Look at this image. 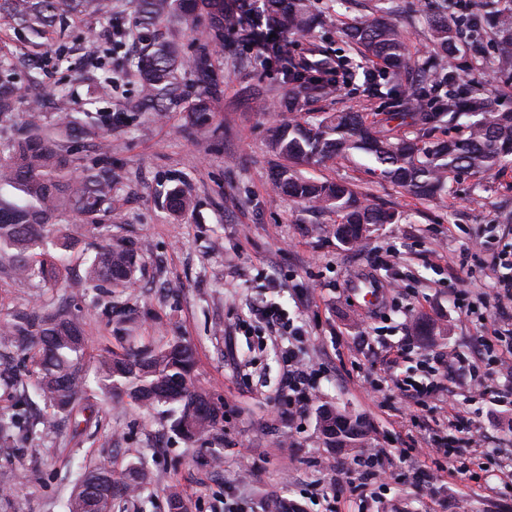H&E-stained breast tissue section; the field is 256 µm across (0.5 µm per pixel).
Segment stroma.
<instances>
[{"mask_svg":"<svg viewBox=\"0 0 512 512\" xmlns=\"http://www.w3.org/2000/svg\"><path fill=\"white\" fill-rule=\"evenodd\" d=\"M325 12V29L294 37L289 62L326 58L337 64L353 56L342 36L346 26L374 12L402 25L412 55L425 61L432 47L427 17L434 0H311ZM111 19H89L64 32L36 38L0 21V54L17 62L13 80L28 87V68L41 79L43 121L85 108L116 114L109 125L112 166L120 180L112 190L114 236L132 245L138 266L132 288L112 296L113 311L75 296L72 310L88 338L86 367L95 370L107 350L186 338L196 350L195 378L224 412L219 447L184 440L156 411L131 400L88 392L99 413L82 434L68 421L57 430L36 432L7 457L0 455V512H65V502L82 474L99 460L115 471H138L139 491L116 500L112 512H169L171 491H179L187 512H267L274 501L297 504L301 512H512V371L494 364L512 336V302L498 304L490 326L470 306L493 296L501 267L498 255L512 251V168L464 174L449 182L441 201L430 202L374 177L360 156L335 167L301 164L304 177L350 183L371 203L400 212L397 224H381L360 247L342 244L332 232L334 214H315L277 192L273 178L281 164L268 146L270 127L287 122L283 106L288 84L282 69L261 68L243 51L238 33L225 31L212 43L205 16L193 28L177 20L165 31L185 53L208 45L217 76L212 112L202 132H193L189 113L136 115L127 105L137 85L127 80L111 96L96 89L97 50L112 37V25L132 23L130 0H112ZM363 74L335 87L331 97L310 103L313 112H386L382 99L366 97ZM185 184L193 201L187 218L162 207L160 190ZM384 290L382 306L366 308L361 287ZM57 289L30 288L0 269V317L37 311ZM287 309L307 330L304 342L251 321L262 300ZM434 324L430 338L418 336V321ZM498 340L485 343L487 328ZM301 345L315 369V398L287 418V347ZM403 347L399 367L387 349ZM452 357L443 384L461 417V433L480 431L481 448H463L454 458L450 482L427 477L434 460L425 450L447 437L446 413L437 399L409 405L394 378L432 382L434 359ZM11 363L18 380L0 386V408L30 420L44 403L32 389L30 364L20 352ZM481 380L497 401L472 396ZM331 405L366 421L361 447H326L318 426L321 406ZM390 452V477L368 497L343 500L337 484L356 479L355 457L372 449Z\"/></svg>","mask_w":512,"mask_h":512,"instance_id":"35a3bbf8","label":"stroma"}]
</instances>
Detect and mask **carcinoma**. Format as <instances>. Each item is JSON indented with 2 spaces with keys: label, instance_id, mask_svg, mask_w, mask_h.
Returning a JSON list of instances; mask_svg holds the SVG:
<instances>
[{
  "label": "carcinoma",
  "instance_id": "carcinoma-1",
  "mask_svg": "<svg viewBox=\"0 0 512 512\" xmlns=\"http://www.w3.org/2000/svg\"><path fill=\"white\" fill-rule=\"evenodd\" d=\"M255 12L267 42L261 58L269 67L278 60V44L285 34H311L323 25L325 15L310 0H255ZM132 33L143 42L138 57L117 63L116 71L129 72L140 85L134 112L161 116L175 107L184 112H210L211 63L206 48L193 56L161 32L163 23L177 17L193 27L203 13L212 40L224 41V28L237 19L235 0H132ZM0 18L36 35H43L67 20L112 18V0H0ZM433 53L422 66H414L402 28L374 13L346 28L344 37L360 53L367 79L364 92L385 97L400 106L418 105L417 112H387L368 118L362 112H309L310 102L330 94L328 88L304 68L286 71L288 111L304 116L270 130L269 146L286 164L276 175L282 193L314 212L336 214L334 233L352 246L370 235L375 224H390L397 214L362 202L347 183L302 178L290 163L300 161L331 167L354 153L371 163L370 172L423 200L446 191L456 175L485 173L512 165V111L495 112L491 94L461 81L448 59L465 44L484 70L509 74L512 70V16H504L494 0H444L430 15ZM492 32L494 52L485 49L484 37ZM192 71L204 88L191 95L182 73ZM18 110V91L12 79L0 77V121ZM410 134L398 133L402 125ZM465 125L466 134L444 140L438 133ZM108 130L102 115L68 112L48 132L42 124V102L27 101L26 117L16 135L0 139V262L33 288L63 282L73 257L74 242L67 232L69 219L78 215L97 231L94 254L85 258L84 280L72 284L86 292L106 290L104 306L112 307V289L129 288L138 261L137 252L112 237V187L120 175L112 170L106 149ZM95 139L100 154L90 165L76 170L69 142ZM163 204L177 216L189 213L192 201L179 185L162 194ZM0 345L28 353L34 368V385L50 412L38 423L46 431L57 417L71 419L93 410L83 401L88 390L84 368L86 338L80 319L60 303L51 312H19L3 320ZM192 345L173 337L161 347L109 351L96 369L105 393L131 398L148 408H168L172 427L186 440L211 443L222 434L224 413L198 389L192 378ZM319 428L329 448H355L365 437L364 426L347 420L333 409L319 413ZM21 429L13 415L0 413V440L10 450V432ZM135 472L115 473L103 462L86 471L67 502V512H112V500L137 491Z\"/></svg>",
  "mask_w": 512,
  "mask_h": 512
}]
</instances>
